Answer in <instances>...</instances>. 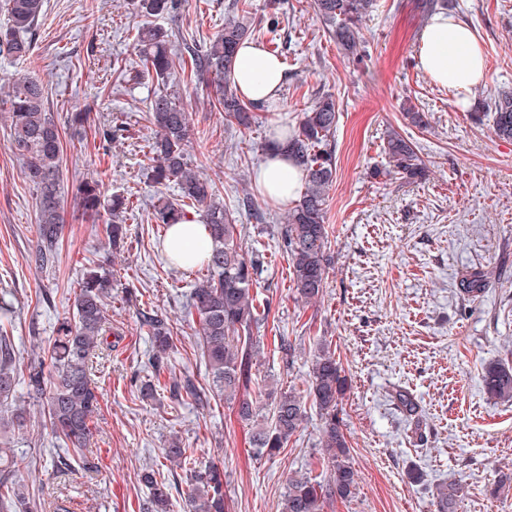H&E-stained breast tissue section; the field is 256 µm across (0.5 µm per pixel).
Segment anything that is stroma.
Instances as JSON below:
<instances>
[{"instance_id":"1","label":"stroma","mask_w":512,"mask_h":512,"mask_svg":"<svg viewBox=\"0 0 512 512\" xmlns=\"http://www.w3.org/2000/svg\"><path fill=\"white\" fill-rule=\"evenodd\" d=\"M235 6L256 25L257 43L277 46L288 71L280 110L259 111L244 131L225 125L186 52L208 46ZM447 12L472 27L485 57L488 80L473 88L466 107L418 65L428 20L421 0H379L362 27L359 61L337 48L313 0H185L179 15L157 21L173 33L174 76L191 123L186 149L234 210L243 253L258 262L253 333L264 348L253 359L247 393L276 385L306 405L287 449L258 459L251 422L213 396L198 326L185 316L199 272L171 262L154 219L159 197L176 195L146 179L152 130L145 114L155 85L124 82L118 72L141 65L133 42L140 19L129 0H45L30 53L0 57V88L18 73L43 86L61 131L64 231L54 264H36L37 195L11 150L9 114L0 106V323L15 338L18 374L26 376L71 316L86 269L103 263L114 274L107 313L115 344L96 360L101 408L85 461L58 466L66 451L46 426L45 402L18 399L27 421L0 434V448L37 458L15 474L26 499L47 503L64 494L75 512H138L148 495L140 475L176 437L197 461L223 469L225 512H278L292 475L329 480L322 420L309 394L311 359L325 344L348 381L339 417L358 480L351 497L327 499L324 512H433L438 486L455 480L464 485L460 512H512V484L497 485L500 475H512V402L483 387L490 365L512 362V140L495 135L491 112L473 108L512 89V0H448ZM271 20L277 30L268 29ZM324 94L338 109L325 216L332 263L322 296L308 303L293 288L281 245L285 211L264 200L254 174L270 131L296 125ZM83 110L88 122L73 127L71 113ZM410 110L424 113L428 127L412 123ZM390 129L416 145L422 177L405 178L390 166ZM87 178L101 180L104 197L129 200L120 216L127 228L120 253L102 232L109 212L88 216L77 206ZM246 197L252 210L238 206ZM475 269L487 282L474 300L460 280ZM142 304L173 326V347L159 371L139 329ZM282 339L293 356L270 352ZM152 377L160 381L157 393L142 397L140 386ZM186 377L210 393L209 407L172 399L170 384ZM398 389L417 401L419 421L397 407Z\"/></svg>"}]
</instances>
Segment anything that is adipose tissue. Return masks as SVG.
Returning <instances> with one entry per match:
<instances>
[{"mask_svg": "<svg viewBox=\"0 0 512 512\" xmlns=\"http://www.w3.org/2000/svg\"><path fill=\"white\" fill-rule=\"evenodd\" d=\"M419 63L436 83L455 93L458 105H466L472 88L486 82L483 50L472 29L447 13L434 14L420 39ZM287 80L279 58L246 40L236 51L231 82L243 99L260 109H270L280 99ZM254 183L269 203L283 206L296 200L303 185V171L286 149L271 151L256 171ZM168 253H188L202 259L211 246L208 229L198 220L172 225L164 242Z\"/></svg>", "mask_w": 512, "mask_h": 512, "instance_id": "1", "label": "adipose tissue"}]
</instances>
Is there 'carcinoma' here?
<instances>
[{
	"mask_svg": "<svg viewBox=\"0 0 512 512\" xmlns=\"http://www.w3.org/2000/svg\"><path fill=\"white\" fill-rule=\"evenodd\" d=\"M317 15L331 26L336 43L347 54L361 59L360 31L377 0H314ZM135 14L143 17H173L182 0H131ZM8 23L0 26V53L23 57L31 50L24 35L31 32L42 10V0H6ZM257 32L250 22L231 15L224 28L203 50L193 53L194 74L213 76L224 122L233 127L251 125L252 105L246 103L231 84L236 49L241 41ZM171 34L161 27L139 26L135 37L143 69L133 76L141 81L151 77L162 85L148 105V119L154 126L149 142V180L157 185L172 183L179 197L162 201L155 209L157 223L166 227L178 224L198 212L208 228L211 249L203 261L180 257L174 263L200 264L205 274L198 278L191 294L187 316L198 323L200 341L211 373L213 388L235 408L244 421L260 416V407L243 396L241 389L248 380L250 362L257 340L251 336L258 322L251 291L256 283V266L246 258L234 240L235 218L216 201L214 185L201 177L188 162L186 143L190 135L189 115L175 94L168 91L174 67L171 57ZM41 84L27 76L13 80L4 104L9 106L11 148L25 162V176L39 196L38 241L34 254L41 264L50 262L63 233L58 186L61 140L58 125L44 109ZM495 134L512 140V92L498 94L490 106ZM336 100L320 97L303 110L298 125L282 131L273 130L266 149L279 145L284 136L286 146L302 167L305 189L301 198L285 216L282 243L293 268V283L299 296L315 301L326 288L329 266L326 254L328 232L325 220L328 190L333 182L335 163L327 149L328 137L336 128ZM386 154L397 172L415 179L424 167L414 145L392 132L387 135ZM78 207L86 215H97L105 207L112 217L128 209L129 201L112 196L110 204L102 200L99 181H84L79 190ZM108 242L117 247L126 238L125 226L117 222L105 225ZM485 273L470 272L461 280L462 291L477 299L484 289ZM112 291V276L102 266H95L78 282L73 317L64 319L47 350V359L30 367L25 380L18 377L17 358L5 326H0V405L15 398L17 388L25 385L28 398L45 400L49 429L72 454L80 457L91 435L93 418L99 409L100 395L94 384L93 359L107 344V303ZM140 325L152 338L155 364L169 351L173 327L151 308L138 311ZM313 404L324 420L320 444L323 459L330 470L327 484L307 474L297 473L288 479L279 512H324L327 498H349L356 488L355 470L351 465L339 405L347 388L335 354L321 346L314 355L310 370ZM487 391L496 397L512 400V367H490L485 375ZM268 417L257 423L253 432V453L268 459L279 455L299 431L305 416L301 396L292 391L267 393ZM398 407L408 417H417V404L404 391L396 392ZM162 458L190 472L189 512H224V472L215 466H203L191 449L175 439L162 449ZM20 465L7 459L0 470V512L15 508L27 512L28 503L12 480ZM150 493L142 512H167L170 486L167 479L151 469L143 474ZM462 486L444 485L437 490L434 512H458Z\"/></svg>",
	"mask_w": 512,
	"mask_h": 512,
	"instance_id": "cac0c4a2",
	"label": "carcinoma"
}]
</instances>
